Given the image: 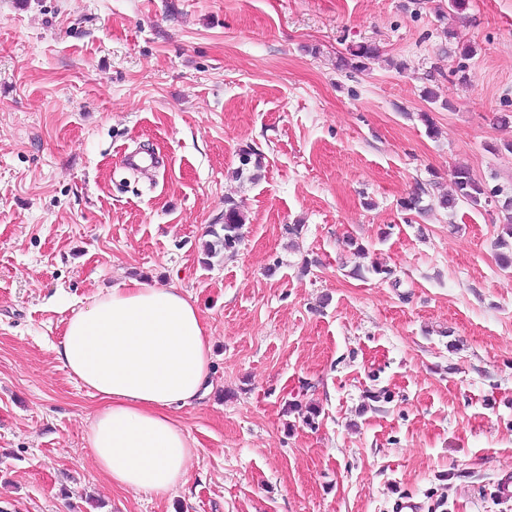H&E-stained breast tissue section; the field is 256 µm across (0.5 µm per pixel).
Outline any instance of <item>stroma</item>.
Listing matches in <instances>:
<instances>
[{"label": "stroma", "instance_id": "35a3bbf8", "mask_svg": "<svg viewBox=\"0 0 512 512\" xmlns=\"http://www.w3.org/2000/svg\"><path fill=\"white\" fill-rule=\"evenodd\" d=\"M362 43L379 59L338 71ZM502 115L512 0H0V512H512ZM458 166L496 197L433 207ZM228 198L241 238L210 258ZM350 239L389 276H353ZM129 276L211 338L210 393L174 411L189 481L153 500L98 470L101 402L54 351Z\"/></svg>", "mask_w": 512, "mask_h": 512}]
</instances>
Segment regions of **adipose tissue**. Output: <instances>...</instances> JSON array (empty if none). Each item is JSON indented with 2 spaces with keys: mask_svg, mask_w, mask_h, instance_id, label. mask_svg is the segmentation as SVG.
Segmentation results:
<instances>
[{
  "mask_svg": "<svg viewBox=\"0 0 512 512\" xmlns=\"http://www.w3.org/2000/svg\"><path fill=\"white\" fill-rule=\"evenodd\" d=\"M55 352L102 401L86 442L112 485L160 497L186 484L195 442L172 410L206 393L210 353L191 297L124 279L69 318Z\"/></svg>",
  "mask_w": 512,
  "mask_h": 512,
  "instance_id": "adipose-tissue-1",
  "label": "adipose tissue"
}]
</instances>
